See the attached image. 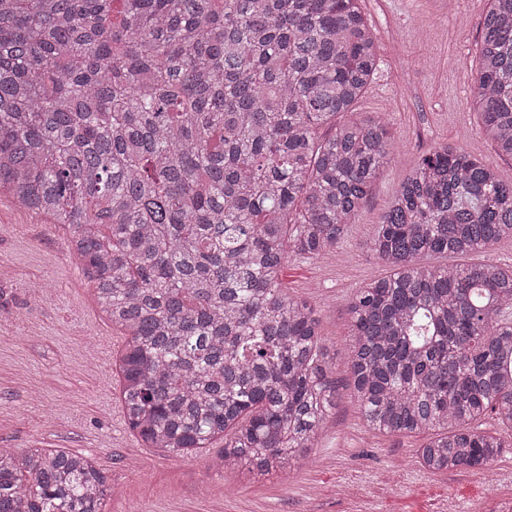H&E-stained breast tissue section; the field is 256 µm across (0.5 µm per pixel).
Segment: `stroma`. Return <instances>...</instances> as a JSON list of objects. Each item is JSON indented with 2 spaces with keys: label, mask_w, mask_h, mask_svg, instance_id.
Here are the masks:
<instances>
[{
  "label": "stroma",
  "mask_w": 512,
  "mask_h": 512,
  "mask_svg": "<svg viewBox=\"0 0 512 512\" xmlns=\"http://www.w3.org/2000/svg\"><path fill=\"white\" fill-rule=\"evenodd\" d=\"M486 0H362L377 43V73L353 110L382 119L397 147L335 252L290 256L280 280L317 311L334 364L336 405L312 447L279 471L225 480L205 452L145 447L114 388L112 359L126 343L101 312L94 284L61 225L0 195V448H53L96 458L107 476L105 512H498L512 498V429L479 428L510 447L490 469L431 473L424 435L366 432L346 368L356 288L386 276L366 243L419 158L447 144L512 178L478 132L469 107ZM49 284L46 294L35 283Z\"/></svg>",
  "instance_id": "stroma-1"
}]
</instances>
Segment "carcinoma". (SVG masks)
Here are the masks:
<instances>
[{
    "label": "carcinoma",
    "instance_id": "1",
    "mask_svg": "<svg viewBox=\"0 0 512 512\" xmlns=\"http://www.w3.org/2000/svg\"><path fill=\"white\" fill-rule=\"evenodd\" d=\"M471 101L512 158V0H489ZM360 0H0V193L68 231L126 332L119 400L146 447L235 478L309 448L335 405L288 256L336 248L394 149L348 117L376 71ZM512 239V180L455 144L422 157L367 252L347 369L367 431L484 468L512 428V267H431ZM94 458L0 448V512H104Z\"/></svg>",
    "mask_w": 512,
    "mask_h": 512
}]
</instances>
